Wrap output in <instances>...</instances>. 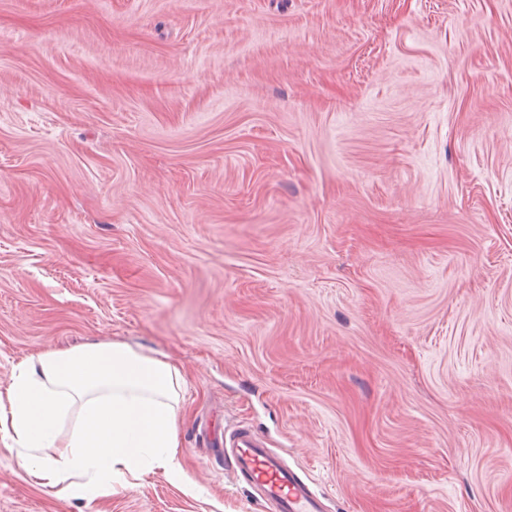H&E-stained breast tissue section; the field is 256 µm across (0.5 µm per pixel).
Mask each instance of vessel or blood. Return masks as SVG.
I'll use <instances>...</instances> for the list:
<instances>
[{
  "label": "vessel or blood",
  "instance_id": "obj_1",
  "mask_svg": "<svg viewBox=\"0 0 512 512\" xmlns=\"http://www.w3.org/2000/svg\"><path fill=\"white\" fill-rule=\"evenodd\" d=\"M224 455L236 481L255 492L272 512H329L326 497L312 490L248 426L225 429Z\"/></svg>",
  "mask_w": 512,
  "mask_h": 512
}]
</instances>
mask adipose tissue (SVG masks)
<instances>
[{"mask_svg":"<svg viewBox=\"0 0 512 512\" xmlns=\"http://www.w3.org/2000/svg\"><path fill=\"white\" fill-rule=\"evenodd\" d=\"M185 385L166 354L118 341L25 357L0 389V439L28 483L51 496H105L155 471L183 485Z\"/></svg>","mask_w":512,"mask_h":512,"instance_id":"ef3b65f1","label":"adipose tissue"}]
</instances>
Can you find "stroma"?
<instances>
[{"label": "stroma", "mask_w": 512, "mask_h": 512, "mask_svg": "<svg viewBox=\"0 0 512 512\" xmlns=\"http://www.w3.org/2000/svg\"><path fill=\"white\" fill-rule=\"evenodd\" d=\"M89 341L186 375L179 458L0 512H512V0H0V385ZM224 457L237 482L255 492L272 512H329L328 499L316 493L245 425L224 428Z\"/></svg>", "instance_id": "obj_1"}]
</instances>
